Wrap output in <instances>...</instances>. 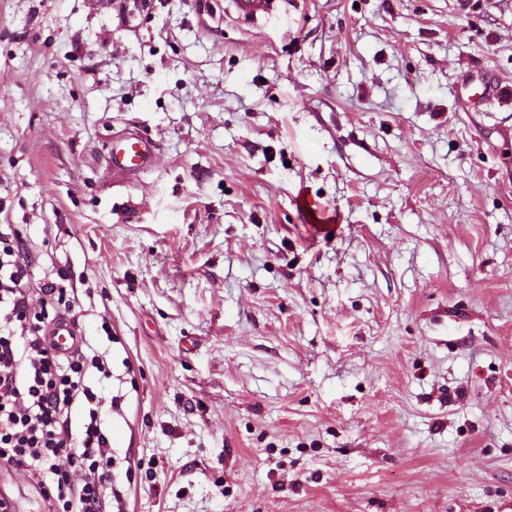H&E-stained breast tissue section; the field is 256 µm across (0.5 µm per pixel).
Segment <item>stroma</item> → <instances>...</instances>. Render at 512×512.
<instances>
[{"label": "stroma", "mask_w": 512, "mask_h": 512, "mask_svg": "<svg viewBox=\"0 0 512 512\" xmlns=\"http://www.w3.org/2000/svg\"><path fill=\"white\" fill-rule=\"evenodd\" d=\"M225 5L0 0V225L106 367L95 512H512V0ZM232 13L244 21L258 24L269 21L281 13L282 4L288 0H227ZM156 157V145L135 136H126L112 143V171L118 174L135 175L149 168Z\"/></svg>", "instance_id": "obj_1"}]
</instances>
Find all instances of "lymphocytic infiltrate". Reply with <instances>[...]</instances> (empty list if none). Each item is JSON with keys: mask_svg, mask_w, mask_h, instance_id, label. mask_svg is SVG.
<instances>
[{"mask_svg": "<svg viewBox=\"0 0 512 512\" xmlns=\"http://www.w3.org/2000/svg\"><path fill=\"white\" fill-rule=\"evenodd\" d=\"M28 263L0 249V459L31 471L52 512H90L111 479L112 458L101 432L97 395L82 353L63 356L27 319L36 302ZM89 406L81 435L69 421L74 404Z\"/></svg>", "mask_w": 512, "mask_h": 512, "instance_id": "f902f5d3", "label": "lymphocytic infiltrate"}]
</instances>
